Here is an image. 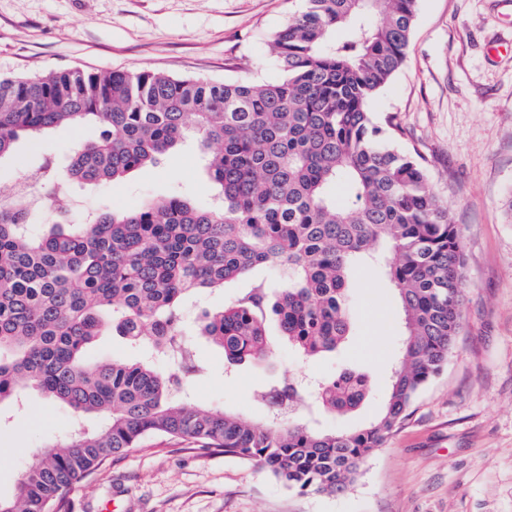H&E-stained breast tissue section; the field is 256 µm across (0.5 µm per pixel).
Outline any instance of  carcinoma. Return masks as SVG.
Listing matches in <instances>:
<instances>
[{
    "label": "carcinoma",
    "mask_w": 512,
    "mask_h": 512,
    "mask_svg": "<svg viewBox=\"0 0 512 512\" xmlns=\"http://www.w3.org/2000/svg\"><path fill=\"white\" fill-rule=\"evenodd\" d=\"M305 2L270 40L271 79L0 74V160L23 138L91 126L64 172L39 171L119 183L194 136L218 199L213 209L147 200L41 235L22 202L0 205V405L20 408L27 385L78 422L105 415L44 444L0 512H70L74 486L156 435L254 463L291 489L342 493L447 362L462 322L461 233L427 170L395 143L394 117L382 127L368 109L404 62L417 0ZM339 183L343 199L331 193ZM276 265L288 268L282 287L240 290L205 314L200 335L223 350L229 375L266 359L270 320L304 359L334 355L352 332L355 269H381L403 333L383 410L366 426L324 431L291 417L308 396L316 414L357 411L371 388L357 369L310 393L293 380L268 387L259 422L184 400L199 371L182 334L187 298ZM106 330L139 358L89 361Z\"/></svg>",
    "instance_id": "cac0c4a2"
}]
</instances>
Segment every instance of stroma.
<instances>
[{
	"label": "stroma",
	"instance_id": "35a3bbf8",
	"mask_svg": "<svg viewBox=\"0 0 512 512\" xmlns=\"http://www.w3.org/2000/svg\"><path fill=\"white\" fill-rule=\"evenodd\" d=\"M303 0H0V74L65 69L160 70L214 80L273 78L275 31ZM377 121L395 115L399 146L419 153L448 215L462 233L465 274L462 329L448 361L416 395L398 429L336 495L286 488L251 463L148 437L112 457L82 491L72 512H512V0H418L407 57L370 105ZM91 130L61 129L37 146L20 142L0 162V181L28 194L31 168L68 165ZM202 152L188 139L157 166L127 181L92 188L61 182L68 208H130L171 193L209 207ZM353 336L335 359L302 361L274 341L269 360L224 373V355L197 334L202 310L223 308L240 284L204 290L184 307L183 333L202 371L189 382L196 404L256 420L266 385L327 376L345 366L369 372L368 402L353 416L310 414L298 422L352 430L381 410L398 358L395 292L368 267L354 273ZM65 408L36 391L0 425V495L11 496L34 448L65 433Z\"/></svg>",
	"mask_w": 512,
	"mask_h": 512
}]
</instances>
